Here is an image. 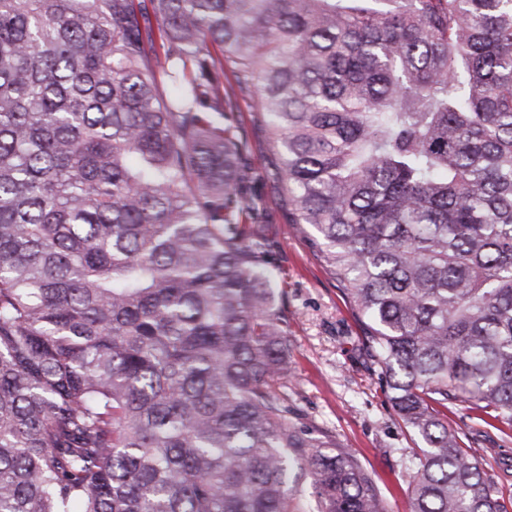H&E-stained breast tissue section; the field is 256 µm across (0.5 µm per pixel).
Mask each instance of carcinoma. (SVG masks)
I'll use <instances>...</instances> for the list:
<instances>
[{"instance_id":"cac0c4a2","label":"carcinoma","mask_w":512,"mask_h":512,"mask_svg":"<svg viewBox=\"0 0 512 512\" xmlns=\"http://www.w3.org/2000/svg\"><path fill=\"white\" fill-rule=\"evenodd\" d=\"M422 441L411 512H507L512 0H0V512H386L288 418L237 97ZM448 421L464 432L478 434L475 444H472V451L483 464L486 462L492 465V468L489 465H484L490 474H493L492 469L498 471L494 458L498 462L512 464V437L505 436L496 429L472 418L463 406L454 409V413H448Z\"/></svg>"}]
</instances>
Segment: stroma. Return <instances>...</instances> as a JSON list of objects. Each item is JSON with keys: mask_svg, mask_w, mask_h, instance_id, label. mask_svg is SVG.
Returning a JSON list of instances; mask_svg holds the SVG:
<instances>
[{"mask_svg": "<svg viewBox=\"0 0 512 512\" xmlns=\"http://www.w3.org/2000/svg\"><path fill=\"white\" fill-rule=\"evenodd\" d=\"M252 191L267 205L275 246V291L288 323L291 377L279 394L290 419L313 434L333 436L356 452L374 477L388 512H410L406 474L419 442L388 401L369 356L354 309L311 254L303 235L289 224L271 173L279 157L265 132L245 122ZM449 422L477 440L473 453L486 463L512 464V437L472 418L464 407Z\"/></svg>", "mask_w": 512, "mask_h": 512, "instance_id": "stroma-1", "label": "stroma"}]
</instances>
